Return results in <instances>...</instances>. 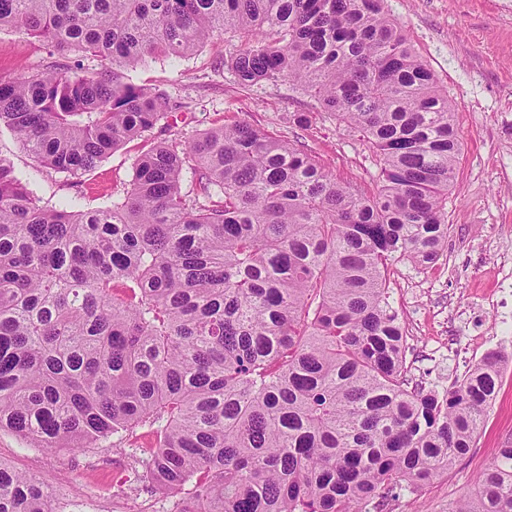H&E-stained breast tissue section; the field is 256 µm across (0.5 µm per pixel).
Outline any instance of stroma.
<instances>
[{
	"label": "stroma",
	"mask_w": 512,
	"mask_h": 512,
	"mask_svg": "<svg viewBox=\"0 0 512 512\" xmlns=\"http://www.w3.org/2000/svg\"><path fill=\"white\" fill-rule=\"evenodd\" d=\"M415 51L447 89L456 112L461 153L448 194V245L424 267L396 261L389 304L407 335L410 384L438 390L491 350L512 357L501 339L512 319V0H387ZM238 38L217 34L199 51L179 59L159 57L131 71L138 85L164 91L172 104L167 124L147 140L175 142L211 126L244 119L302 145L337 179L374 189L377 171L369 143L320 110L291 82L254 87L237 82L224 60ZM74 54L14 29L0 31V79L16 70L66 67ZM310 112L309 129L292 116ZM144 140V141H147ZM142 140L128 142L71 181L36 162L8 131L0 132V156L42 203L72 210L111 206L130 184ZM512 444V360L470 451L447 476L416 493L402 492L386 512H448L477 483L495 448ZM153 440L139 432L118 448L82 453L32 448L0 432V460L49 484L55 500L71 494L91 500L96 512H171L172 498L156 492L134 467V457Z\"/></svg>",
	"instance_id": "stroma-1"
}]
</instances>
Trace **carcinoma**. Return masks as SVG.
<instances>
[{
  "instance_id": "obj_1",
  "label": "carcinoma",
  "mask_w": 512,
  "mask_h": 512,
  "mask_svg": "<svg viewBox=\"0 0 512 512\" xmlns=\"http://www.w3.org/2000/svg\"><path fill=\"white\" fill-rule=\"evenodd\" d=\"M3 28L102 66L0 80V127L57 172L167 118L125 72L223 31L242 35L240 84L298 85L379 172L368 192L239 120L150 144L123 198L68 211L0 156V431L83 452L145 429L136 462L174 512H384L448 474L504 357L442 392L408 386L390 265L446 249L460 142L384 0H0ZM0 512H53L52 492L0 462ZM451 512H512V445Z\"/></svg>"
}]
</instances>
